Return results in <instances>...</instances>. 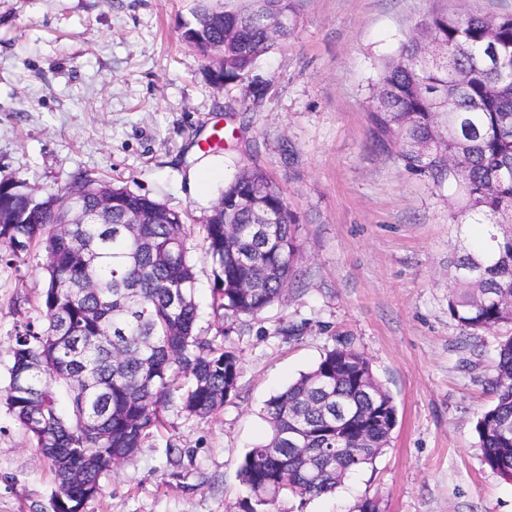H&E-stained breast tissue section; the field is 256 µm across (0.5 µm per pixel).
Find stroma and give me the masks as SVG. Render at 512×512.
Instances as JSON below:
<instances>
[{"label":"stroma","instance_id":"stroma-1","mask_svg":"<svg viewBox=\"0 0 512 512\" xmlns=\"http://www.w3.org/2000/svg\"><path fill=\"white\" fill-rule=\"evenodd\" d=\"M197 0H0V180L57 192L81 172L184 213L208 333L237 350V393L210 418L167 414L166 431L84 512H227L238 467L267 435L263 408L325 347L349 339L392 396L397 424L373 464L334 494L273 512H512V482L485 467L475 426L494 401L500 337L448 314L463 246L447 193L371 145L369 89L383 57L456 0H290L292 35L251 79L215 86L183 43ZM213 169L200 189L189 174ZM265 169L301 225L288 299L247 322H214L203 218L244 167ZM45 254L0 261V512H52L49 462L9 413V352L40 324ZM298 328L295 336L285 327ZM175 455H168L169 447Z\"/></svg>","mask_w":512,"mask_h":512}]
</instances>
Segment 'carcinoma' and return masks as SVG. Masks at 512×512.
I'll use <instances>...</instances> for the list:
<instances>
[{"label":"carcinoma","instance_id":"cac0c4a2","mask_svg":"<svg viewBox=\"0 0 512 512\" xmlns=\"http://www.w3.org/2000/svg\"><path fill=\"white\" fill-rule=\"evenodd\" d=\"M183 33L203 53L224 46V84L242 81L291 35L289 0L238 9L206 4ZM374 148L405 170L453 188L452 220L469 227L448 313L476 335L512 324V14L429 16L384 60L370 88ZM85 207L106 182L79 175ZM117 204L88 224L55 223L62 196L27 181L0 180V261L45 252L44 323L16 331L6 390L9 411L48 459L57 482L53 512H83L102 479L167 427V412L205 419L235 393L241 358L198 327L195 265L181 215L124 187ZM144 218L125 231L127 212ZM274 214L269 235L256 212ZM215 289V318L253 317L288 296L301 251L296 216L267 172L240 169L202 225ZM495 403L478 419L481 461L512 482V336L497 345ZM368 357L337 340L316 366L272 396L267 438L239 466L246 512H271L284 496L308 501L373 463L397 423L393 398L361 389ZM69 393L62 411L56 391ZM342 440L336 442V419ZM315 458L307 476L302 454Z\"/></svg>","mask_w":512,"mask_h":512}]
</instances>
